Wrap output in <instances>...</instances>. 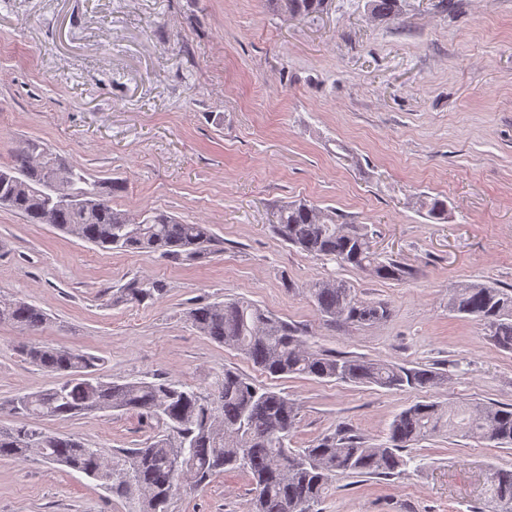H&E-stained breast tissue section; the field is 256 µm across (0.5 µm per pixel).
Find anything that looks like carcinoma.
<instances>
[{"label": "carcinoma", "instance_id": "obj_1", "mask_svg": "<svg viewBox=\"0 0 512 512\" xmlns=\"http://www.w3.org/2000/svg\"><path fill=\"white\" fill-rule=\"evenodd\" d=\"M292 17L311 18L327 0H271ZM375 20H395L401 0H367ZM0 180V207L13 210L30 224H51L102 251L158 253L169 258H201L216 252L208 224H186L163 211L136 221L112 208L113 181L90 180L82 168L29 144L14 152ZM426 216L447 219L439 198L417 201ZM273 232L287 245L342 268L368 271L381 280L400 281L410 271L382 259L372 247L367 227L339 222L336 211L307 201L289 202L273 214ZM320 318L327 325H374L389 317L387 304L369 302L335 279L309 288ZM159 281L134 279L112 293V304L138 305L163 297ZM448 310L483 326L495 346L512 351V289L463 284L451 289ZM186 320L201 335L231 349L256 370L270 376H306L320 381L375 385L389 390L424 389L445 381L432 367L399 365L312 345L299 327L274 317L244 298L195 304ZM48 317L24 301L1 300L0 323L38 332ZM26 359L65 380L0 404L24 418L21 425L0 430V457L24 460L32 452L48 461L88 473H108L105 487L119 496L139 490L143 512H168L171 498L183 487L198 488L224 472L249 476L252 498L248 512H318L328 486L338 473L354 477H400L406 474L413 445L445 431L512 446V404L465 403L444 411L421 400L397 413L379 443L340 426L305 448L289 447L298 423L296 403L271 388L259 387L231 370L217 377L204 395L192 386L159 378L154 381L106 382L89 386L82 376L97 374L99 358L79 350L48 344H24ZM134 411L156 420L169 434L153 437L141 448L106 455L81 441L32 426L27 420L70 419L92 412ZM487 493L499 512H512V468L493 467Z\"/></svg>", "mask_w": 512, "mask_h": 512}]
</instances>
